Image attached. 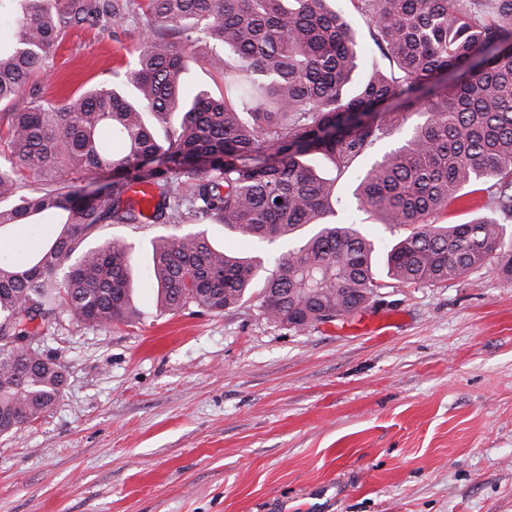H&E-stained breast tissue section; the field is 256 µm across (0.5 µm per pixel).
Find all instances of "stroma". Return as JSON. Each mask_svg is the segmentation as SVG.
Listing matches in <instances>:
<instances>
[{
  "instance_id": "35a3bbf8",
  "label": "stroma",
  "mask_w": 512,
  "mask_h": 512,
  "mask_svg": "<svg viewBox=\"0 0 512 512\" xmlns=\"http://www.w3.org/2000/svg\"><path fill=\"white\" fill-rule=\"evenodd\" d=\"M358 71L388 68L351 0ZM142 17L67 35L14 110L126 70ZM337 220L387 246L404 227ZM492 213L460 191L434 215ZM215 248L270 260L280 243L206 227ZM160 224H102L133 249L137 317L99 328L62 315L42 348L64 371L56 404L0 436V512H512V251L439 284L384 289L359 314L304 332L265 319L259 295L221 314L160 313L146 268Z\"/></svg>"
}]
</instances>
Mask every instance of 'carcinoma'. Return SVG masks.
Listing matches in <instances>:
<instances>
[{"label": "carcinoma", "instance_id": "carcinoma-1", "mask_svg": "<svg viewBox=\"0 0 512 512\" xmlns=\"http://www.w3.org/2000/svg\"><path fill=\"white\" fill-rule=\"evenodd\" d=\"M329 0H145L148 34L125 72L58 106L33 100L3 112L0 230L58 218L57 232L26 264L0 258V436L36 421L58 401L62 366L38 336L57 315L106 327L136 315L133 255L109 242L79 249L99 224H222L240 237L288 248L267 274L255 258L215 249L203 232L151 241L157 309L236 308L261 284L265 318L304 332L334 321L388 287L376 275L375 241L336 222L335 181L411 112L425 120L371 165L356 187L359 208L388 226H408L386 252V277L438 284L512 249V0H352L392 62L357 79V43ZM109 0H0V107L10 105L68 30L124 19ZM219 45L236 74L224 95L187 90V51ZM176 126L161 140L152 122ZM46 178L22 190L20 171ZM105 183L82 195L69 174ZM490 182L499 215L435 224L465 186ZM151 189L145 216L127 196ZM34 309L41 323L22 327Z\"/></svg>", "mask_w": 512, "mask_h": 512}]
</instances>
